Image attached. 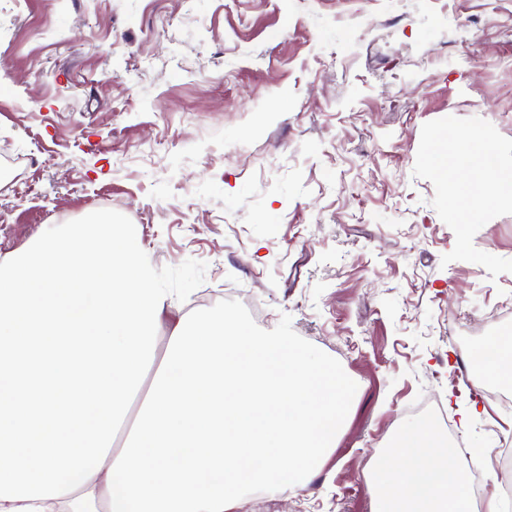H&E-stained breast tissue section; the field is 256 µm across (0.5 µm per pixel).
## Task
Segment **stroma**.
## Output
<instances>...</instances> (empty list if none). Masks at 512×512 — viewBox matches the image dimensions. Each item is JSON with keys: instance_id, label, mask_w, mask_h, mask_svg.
Returning a JSON list of instances; mask_svg holds the SVG:
<instances>
[{"instance_id": "obj_1", "label": "stroma", "mask_w": 512, "mask_h": 512, "mask_svg": "<svg viewBox=\"0 0 512 512\" xmlns=\"http://www.w3.org/2000/svg\"><path fill=\"white\" fill-rule=\"evenodd\" d=\"M0 73V256L112 215L184 310L210 286L353 383L306 487L242 512H374L366 473L436 425L429 393L467 448L512 429L472 396L512 273L442 264L455 234L413 175L426 122L512 138V0H0ZM473 244L512 259V214Z\"/></svg>"}]
</instances>
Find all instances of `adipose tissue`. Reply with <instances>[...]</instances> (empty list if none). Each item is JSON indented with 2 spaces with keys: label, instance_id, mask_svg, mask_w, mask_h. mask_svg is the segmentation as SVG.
I'll list each match as a JSON object with an SVG mask.
<instances>
[{
  "label": "adipose tissue",
  "instance_id": "adipose-tissue-1",
  "mask_svg": "<svg viewBox=\"0 0 512 512\" xmlns=\"http://www.w3.org/2000/svg\"><path fill=\"white\" fill-rule=\"evenodd\" d=\"M161 364L144 352L163 316ZM351 384L287 332L175 310L126 225L102 215L0 259V512H240L303 488ZM375 512H466L428 425L368 474Z\"/></svg>",
  "mask_w": 512,
  "mask_h": 512
}]
</instances>
